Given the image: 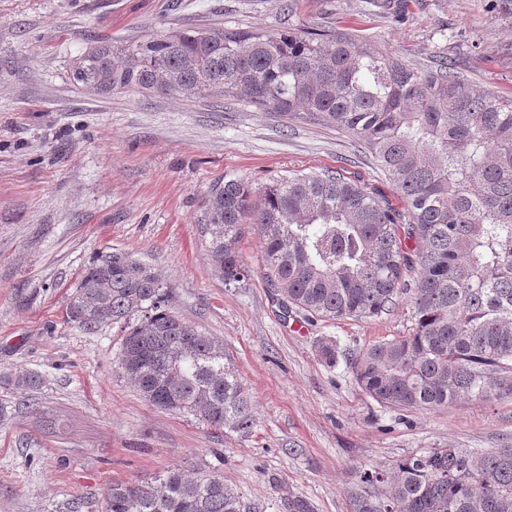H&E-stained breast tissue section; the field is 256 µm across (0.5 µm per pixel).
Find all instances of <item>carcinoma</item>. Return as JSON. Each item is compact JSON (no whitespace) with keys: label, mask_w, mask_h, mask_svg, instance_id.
<instances>
[{"label":"carcinoma","mask_w":512,"mask_h":512,"mask_svg":"<svg viewBox=\"0 0 512 512\" xmlns=\"http://www.w3.org/2000/svg\"><path fill=\"white\" fill-rule=\"evenodd\" d=\"M70 78L96 96L135 91L222 97L294 122L325 125L363 145L404 200L399 210L336 172L296 174L255 192L214 185L203 212L209 256L224 285L248 270L237 250L257 227L272 296L304 319L379 317L403 294L404 336L349 360L355 383L405 412L512 396V97L472 87L442 62L423 70L352 34L171 30L122 46L90 43ZM171 289L133 254L103 251L85 269L67 314L85 329L124 328L118 365L150 405L217 433L255 425L251 399L223 345L170 308ZM25 395L41 377L15 373ZM352 512H512V447L432 448L391 469L365 470ZM105 512H257L219 467L171 468L114 482Z\"/></svg>","instance_id":"cac0c4a2"}]
</instances>
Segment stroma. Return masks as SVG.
Masks as SVG:
<instances>
[{
	"label": "stroma",
	"instance_id": "1",
	"mask_svg": "<svg viewBox=\"0 0 512 512\" xmlns=\"http://www.w3.org/2000/svg\"><path fill=\"white\" fill-rule=\"evenodd\" d=\"M200 26L346 30L419 68L446 61L472 86L512 95L507 0H0V376L42 377L24 406L0 385V512H104L112 482L215 462L256 506L296 494L314 512H350L359 470L430 448L512 445V397L402 415L356 385L348 357L405 335L409 299L375 318L283 316L250 228L238 243L249 278L225 287L211 265L200 219L224 178L259 189L338 169L398 202L364 146L244 103L93 96L70 79L95 38L120 45ZM112 248L154 266L173 311L223 343L251 396V434L220 435L155 409L118 368L119 328L69 321L82 272ZM325 338L338 348L332 367L316 351Z\"/></svg>",
	"mask_w": 512,
	"mask_h": 512
}]
</instances>
